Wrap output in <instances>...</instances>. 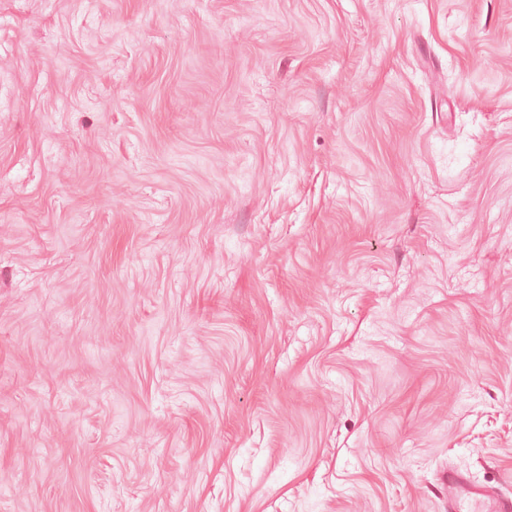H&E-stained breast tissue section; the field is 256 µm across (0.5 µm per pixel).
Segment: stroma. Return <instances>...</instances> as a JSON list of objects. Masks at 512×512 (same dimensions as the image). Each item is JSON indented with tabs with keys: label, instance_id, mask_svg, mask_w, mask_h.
<instances>
[{
	"label": "stroma",
	"instance_id": "1",
	"mask_svg": "<svg viewBox=\"0 0 512 512\" xmlns=\"http://www.w3.org/2000/svg\"><path fill=\"white\" fill-rule=\"evenodd\" d=\"M512 493V0H0V512Z\"/></svg>",
	"mask_w": 512,
	"mask_h": 512
}]
</instances>
